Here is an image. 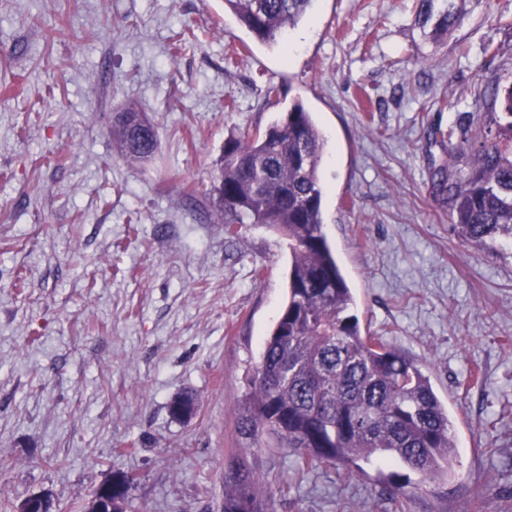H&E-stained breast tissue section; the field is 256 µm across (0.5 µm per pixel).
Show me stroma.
Listing matches in <instances>:
<instances>
[{"label": "stroma", "instance_id": "35a3bbf8", "mask_svg": "<svg viewBox=\"0 0 512 512\" xmlns=\"http://www.w3.org/2000/svg\"><path fill=\"white\" fill-rule=\"evenodd\" d=\"M461 8L436 40L412 0H313L269 46L224 0H0V505L78 512L121 470L142 512H223L289 251L264 224L226 234L213 187L225 139L299 100L361 327L421 363L458 457L442 493L401 500L375 466L297 479L288 449L256 448L262 488L276 512H512V247L463 243L431 194L487 85L512 83V0ZM128 105L158 133L145 162L112 141Z\"/></svg>", "mask_w": 512, "mask_h": 512}]
</instances>
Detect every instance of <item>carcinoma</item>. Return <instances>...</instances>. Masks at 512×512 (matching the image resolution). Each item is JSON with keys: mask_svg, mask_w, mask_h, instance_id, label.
Wrapping results in <instances>:
<instances>
[{"mask_svg": "<svg viewBox=\"0 0 512 512\" xmlns=\"http://www.w3.org/2000/svg\"><path fill=\"white\" fill-rule=\"evenodd\" d=\"M311 0H224L261 43L273 45L306 14ZM422 25L446 35L459 21L455 0H415ZM499 111L490 113L480 142L448 143V162L432 176L435 198L448 205L451 223L467 243L491 249L512 243V85L487 87ZM132 107L115 113L112 140L132 161L150 158L158 134ZM325 139L301 101L260 133L228 137L217 184L225 231L248 218L268 224L291 255L288 300L279 312L240 398L238 433L247 447L224 467V512H273L249 460L252 448H287L295 474L338 469L363 460L395 462L420 476L432 493L448 481L457 438L448 408L418 362L380 336L362 333L352 289L323 230L319 179ZM471 170H455L459 152ZM182 418L195 399L170 405ZM112 512H136L132 479L112 474Z\"/></svg>", "mask_w": 512, "mask_h": 512, "instance_id": "obj_1", "label": "carcinoma"}]
</instances>
